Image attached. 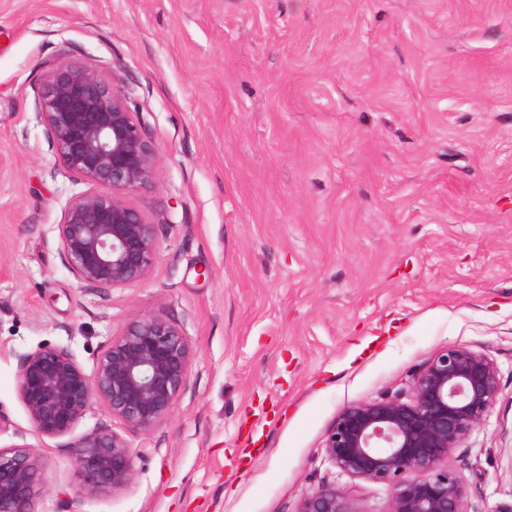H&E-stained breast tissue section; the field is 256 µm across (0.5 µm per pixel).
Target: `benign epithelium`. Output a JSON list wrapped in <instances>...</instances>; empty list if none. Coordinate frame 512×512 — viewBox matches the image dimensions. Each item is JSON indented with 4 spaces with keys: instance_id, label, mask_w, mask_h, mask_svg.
Masks as SVG:
<instances>
[{
    "instance_id": "1",
    "label": "benign epithelium",
    "mask_w": 512,
    "mask_h": 512,
    "mask_svg": "<svg viewBox=\"0 0 512 512\" xmlns=\"http://www.w3.org/2000/svg\"><path fill=\"white\" fill-rule=\"evenodd\" d=\"M36 119L50 134L61 170L88 185L68 200L57 224L67 266L78 283L110 290L147 280L158 260L156 227L127 195L152 181L157 150L111 77L59 62L43 82ZM193 356L185 333L163 315L129 321L88 372L65 347L42 344L21 359L18 399L41 439L69 438L82 488L107 495L128 489L142 455L111 427L77 435L92 403L134 433L173 413ZM409 399L378 398L343 407L328 429V460L350 479L386 485L390 512H466V487L451 451L485 420L499 394L484 353L446 348L409 382ZM0 512H38L43 461L26 433L0 411ZM295 512H361L341 487L322 484Z\"/></svg>"
}]
</instances>
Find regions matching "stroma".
<instances>
[{
	"mask_svg": "<svg viewBox=\"0 0 512 512\" xmlns=\"http://www.w3.org/2000/svg\"><path fill=\"white\" fill-rule=\"evenodd\" d=\"M66 60L111 75L157 149L129 197L158 230L146 282L67 267L81 187L35 118ZM147 313L194 351L172 416L127 434L143 460L109 496L82 491L66 439L28 436L39 512H294L325 483L389 512L324 436L452 346L499 380L451 454L465 508L512 504V0H0V410L27 427L38 344L89 370Z\"/></svg>",
	"mask_w": 512,
	"mask_h": 512,
	"instance_id": "35a3bbf8",
	"label": "stroma"
}]
</instances>
